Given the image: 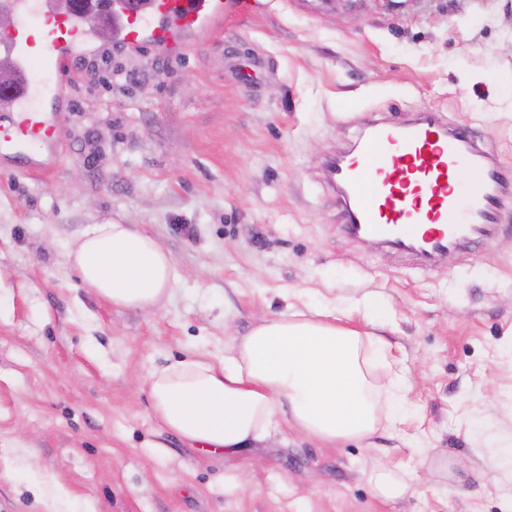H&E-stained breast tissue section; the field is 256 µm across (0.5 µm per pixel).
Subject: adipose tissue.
<instances>
[{"label":"adipose tissue","mask_w":512,"mask_h":512,"mask_svg":"<svg viewBox=\"0 0 512 512\" xmlns=\"http://www.w3.org/2000/svg\"><path fill=\"white\" fill-rule=\"evenodd\" d=\"M68 259L118 308H152L174 283L171 255L131 224L87 227ZM346 318L337 308L266 317L223 359L190 356L152 371L153 412L166 429L228 458L269 437L284 413L324 442L368 438L400 405L371 381L372 358L386 356L387 345Z\"/></svg>","instance_id":"ef3b65f1"}]
</instances>
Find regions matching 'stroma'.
Returning a JSON list of instances; mask_svg holds the SVG:
<instances>
[{
	"label": "stroma",
	"instance_id": "35a3bbf8",
	"mask_svg": "<svg viewBox=\"0 0 512 512\" xmlns=\"http://www.w3.org/2000/svg\"><path fill=\"white\" fill-rule=\"evenodd\" d=\"M180 42L90 35L53 140L0 155V512H512V195L490 238L423 267L347 234L325 178L371 113L425 110L512 174V0H225ZM112 222L175 260L151 310L66 259ZM371 297L390 309L374 382L406 404L371 443L283 420L227 459L155 418L147 369ZM383 463L416 473L403 499L375 494Z\"/></svg>",
	"mask_w": 512,
	"mask_h": 512
}]
</instances>
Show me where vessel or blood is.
Here are the masks:
<instances>
[{
	"label": "vessel or blood",
	"instance_id": "1",
	"mask_svg": "<svg viewBox=\"0 0 512 512\" xmlns=\"http://www.w3.org/2000/svg\"><path fill=\"white\" fill-rule=\"evenodd\" d=\"M17 22L0 32V58L19 76L8 92L10 117L0 126V151L16 158L46 142L55 129L47 93L30 79L34 70L64 67L87 34L92 12L77 0L64 14L47 0H11ZM120 33L129 44L175 47L179 30L203 31L224 13V0H119ZM345 231L435 260L449 246L485 236L499 219L500 200L512 190L487 153L464 131L423 112L401 123H364L351 148L329 163Z\"/></svg>",
	"mask_w": 512,
	"mask_h": 512
}]
</instances>
